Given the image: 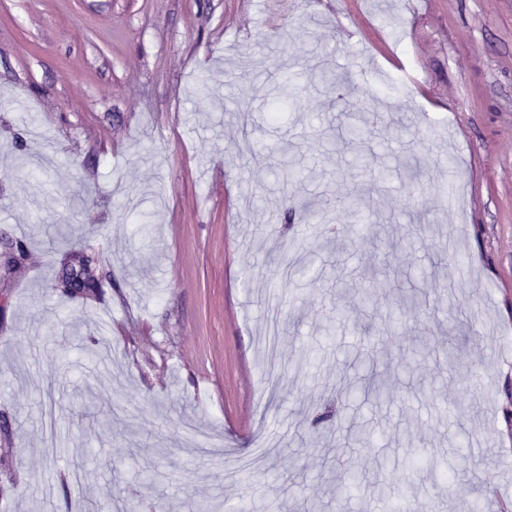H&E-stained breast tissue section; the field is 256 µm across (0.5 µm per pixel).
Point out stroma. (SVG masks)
Here are the masks:
<instances>
[{"label":"stroma","instance_id":"35a3bbf8","mask_svg":"<svg viewBox=\"0 0 512 512\" xmlns=\"http://www.w3.org/2000/svg\"><path fill=\"white\" fill-rule=\"evenodd\" d=\"M360 121L363 168L358 145L328 148ZM350 194L378 234L330 243ZM275 236L319 264L273 284ZM15 242L25 258L0 262V512L101 498L151 512L160 492L179 512L255 496L387 512L366 487L343 502L314 481L379 457L420 512H512V0H0V247ZM80 254L100 290H53ZM374 267L390 285L364 306ZM333 301L348 318L329 330ZM403 306L380 368L392 403L345 404L344 350ZM452 329L455 364L415 356ZM356 419L372 443L347 440ZM264 439L279 443L265 465L296 460L302 478L226 483Z\"/></svg>","mask_w":512,"mask_h":512}]
</instances>
